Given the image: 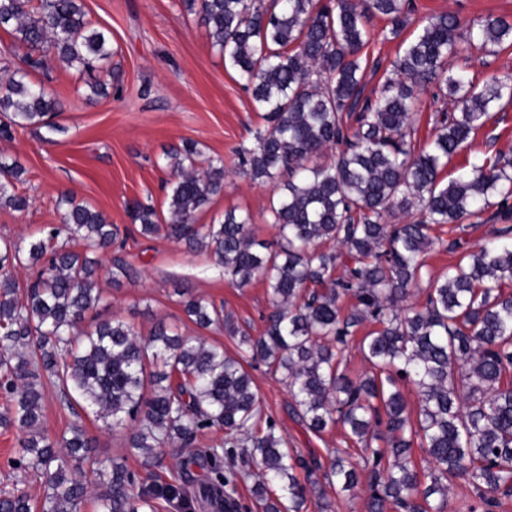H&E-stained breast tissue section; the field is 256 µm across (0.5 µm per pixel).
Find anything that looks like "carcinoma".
<instances>
[{
  "mask_svg": "<svg viewBox=\"0 0 512 512\" xmlns=\"http://www.w3.org/2000/svg\"><path fill=\"white\" fill-rule=\"evenodd\" d=\"M202 14L210 44L236 71L267 129L237 148L236 174L272 187L267 222L273 241H259L248 213L229 210L217 224L194 223L198 210L224 192V161L201 167L197 143L165 152L172 172L168 219L133 203L139 232H160L205 250L224 276L240 286L260 279L272 311L258 336L237 327L224 308L203 298L184 303L201 328L224 326L237 355L158 323L147 340L120 319H94L102 296L99 262L67 248L79 238L89 251L117 244L119 229L68 194L57 200L59 223L27 243L0 239V393L10 398L0 427L20 434L15 470L43 478L42 501L24 491L0 492V512H159L175 488L186 495L187 475L206 471L214 506L238 512L237 482L255 477L252 496L262 512H307V484L321 468L316 457L289 462L288 440L264 415L244 363L261 361L281 375L292 414L319 437L339 426L346 440L373 460L369 512H442L448 478L480 492L486 512L494 494H512V237L509 227L472 246L466 262L427 276L425 254L434 225L456 224L498 197L512 198V162L485 159L457 177L443 170L494 113L512 104V76L483 84L453 63L466 47L487 53L512 46V22L489 17L462 26L450 13L420 20L417 34L381 68L362 56L366 23L385 16L396 38L410 0H182ZM0 29L26 50L25 66L0 75V136L49 121L57 99L43 81L64 63L92 73L112 58L105 33L86 19L84 0H0ZM383 71L364 95L366 70ZM433 84L458 111L440 112L427 147L415 150L416 90ZM331 158L320 161L327 151ZM23 168L0 161V205L24 210L29 199L11 191ZM397 213L408 218L390 224ZM333 248L317 252L318 243ZM36 269L20 287L15 271ZM429 277L423 305L408 303L411 287ZM353 298L347 314L339 300ZM379 329L360 342L368 371L342 367L353 328ZM417 397L412 411L402 386ZM59 403L81 408L107 430H130V448L144 456L164 445L181 449L179 472L146 485L118 460L91 455L93 443L75 426L54 437L43 426L48 389ZM224 430L219 443L198 440ZM384 442V447L374 442ZM428 468L411 460L414 442ZM323 478L336 495L360 482L346 450H329ZM248 466L235 470L236 461ZM305 472L299 478L297 470ZM101 492L93 493V488Z\"/></svg>",
  "mask_w": 512,
  "mask_h": 512,
  "instance_id": "obj_1",
  "label": "carcinoma"
}]
</instances>
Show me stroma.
<instances>
[{"instance_id":"35a3bbf8","label":"stroma","mask_w":512,"mask_h":512,"mask_svg":"<svg viewBox=\"0 0 512 512\" xmlns=\"http://www.w3.org/2000/svg\"><path fill=\"white\" fill-rule=\"evenodd\" d=\"M411 5L401 38L384 39L387 20L370 19L373 39L365 48L370 58L385 63L394 59L402 38L411 37L420 19L428 15L452 13L466 23L490 15L512 21V0H411ZM84 6L91 25L111 39L120 92L91 96L82 75L61 63L49 75L33 73V80H48L59 102L53 120L61 131L52 135L29 127L13 138H0V157L18 160L24 168L15 191L30 201L22 211L0 207V238L40 237L44 225L59 221L60 192H71L117 225L124 241L123 247L101 256L97 286L103 300L97 316L133 324L144 337L158 323L176 325L186 335L200 336L223 346L227 354H236V342L224 328L202 331L187 320L182 298L202 296L222 305L236 325L256 336L271 310L266 285L258 280L237 286L225 278L209 253L188 250L162 234L140 235L127 208L138 201L166 217L164 185L171 173L162 157L166 150L191 140L204 156L223 157L228 172L223 194L197 212L196 223H218L228 210L247 212L258 239L272 240L275 230L267 222L270 187L233 173L235 148L252 141L254 132L265 127L264 116L240 77L226 69L223 58L212 50L201 15L184 11L181 0H84ZM498 155L512 159V106L497 112L469 139L443 176L453 178L461 168ZM507 210L505 219L490 209L435 229L434 243L425 256L429 271L439 275L460 262L463 253L451 249L453 240L471 246L512 226V203ZM249 373L265 413L277 421L289 447L315 451L325 464L330 461L329 449L345 447L340 430L320 438L305 430L290 411L287 389L265 365H253ZM77 422L94 442V457L123 459L143 481L168 476L177 466L178 449L162 448L155 461L145 462L128 447L125 431H107L92 417L76 416L55 396H48L44 427L50 434H62ZM17 447L16 431L0 430V490L19 488L32 499H41V479L21 476L7 465Z\"/></svg>"}]
</instances>
